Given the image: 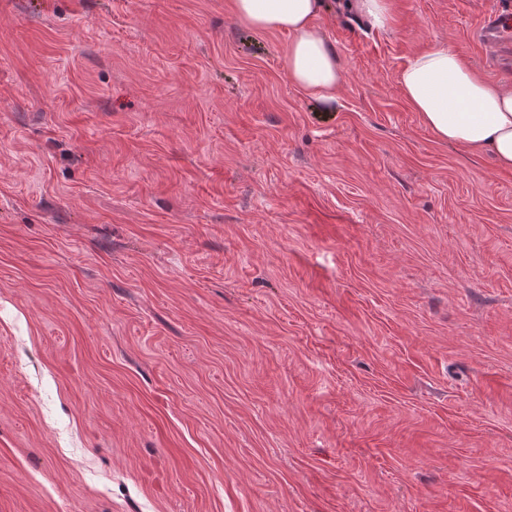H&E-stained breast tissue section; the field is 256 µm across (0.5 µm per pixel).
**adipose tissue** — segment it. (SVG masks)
I'll use <instances>...</instances> for the list:
<instances>
[{"mask_svg":"<svg viewBox=\"0 0 512 512\" xmlns=\"http://www.w3.org/2000/svg\"><path fill=\"white\" fill-rule=\"evenodd\" d=\"M324 0H232L235 15L257 30L288 32L284 57L290 81L325 103L340 84L333 46L313 21ZM405 100L442 142L472 154H489L512 170V87L490 81L445 46L409 60L398 74Z\"/></svg>","mask_w":512,"mask_h":512,"instance_id":"adipose-tissue-1","label":"adipose tissue"}]
</instances>
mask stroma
Returning <instances> with one entry per match:
<instances>
[{"label": "stroma", "instance_id": "1", "mask_svg": "<svg viewBox=\"0 0 512 512\" xmlns=\"http://www.w3.org/2000/svg\"><path fill=\"white\" fill-rule=\"evenodd\" d=\"M503 0H337L326 104L231 0H0V512H512V171L397 74ZM393 0H349L345 6L365 17L378 30L386 31L391 27L393 18Z\"/></svg>", "mask_w": 512, "mask_h": 512}]
</instances>
